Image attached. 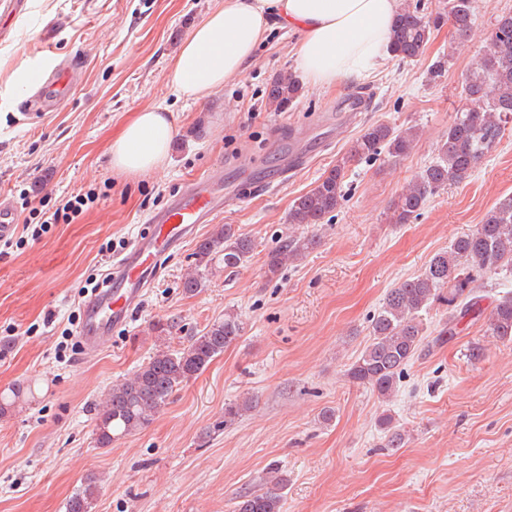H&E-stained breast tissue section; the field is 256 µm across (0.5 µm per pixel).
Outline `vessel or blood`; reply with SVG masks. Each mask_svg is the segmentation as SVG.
Here are the masks:
<instances>
[{
    "label": "vessel or blood",
    "instance_id": "vessel-or-blood-1",
    "mask_svg": "<svg viewBox=\"0 0 512 512\" xmlns=\"http://www.w3.org/2000/svg\"><path fill=\"white\" fill-rule=\"evenodd\" d=\"M79 73L70 62L52 69H34V91L25 99L29 117L67 99ZM224 209V173L213 170L190 180L162 209L149 215L129 247L113 259L106 272V286L89 297L84 306L79 335L86 352H98L125 324L144 291L157 277L164 259L180 250L200 225L210 223Z\"/></svg>",
    "mask_w": 512,
    "mask_h": 512
}]
</instances>
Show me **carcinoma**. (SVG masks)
Wrapping results in <instances>:
<instances>
[{
	"label": "carcinoma",
	"instance_id": "cac0c4a2",
	"mask_svg": "<svg viewBox=\"0 0 512 512\" xmlns=\"http://www.w3.org/2000/svg\"><path fill=\"white\" fill-rule=\"evenodd\" d=\"M450 21L462 39L474 26L472 0H448V11L427 12L421 0L407 2L396 15L390 36L394 56L418 57L434 29ZM302 86L290 73H280L266 90L268 104L281 109L295 101ZM469 107L457 113L446 139L438 147L437 160L426 167L394 204L390 220L406 224L419 214L429 196L450 183L470 177L479 162L500 142L512 120V14L502 16L489 37L487 50L464 84ZM417 133L408 127L397 130L385 124L370 126L356 140L349 155L325 173L306 193L296 197L288 212V223L297 226L322 224L344 197L348 163L378 155L394 157L409 153ZM315 244L314 238L293 235L268 253L267 272L277 274L286 264L302 257ZM254 241L238 233L234 225L221 224L198 244L199 262L224 257V269L244 266L253 256ZM512 270V196L499 201L486 214L483 224L463 235L449 249L436 253L425 271L390 289L370 321L371 342L348 369L349 378L371 387L390 400L400 375L414 359L423 341L418 312L430 302L448 303V327L456 334L465 319L475 322L484 311L479 296L481 279ZM487 331L503 341H512V297L504 296L493 307ZM243 332V322L232 313L214 321L202 334L192 336L182 349H159L132 377L112 385L96 414L97 443L102 447L147 425L168 404L171 396L200 374ZM253 407L243 398L224 408V424L230 425ZM379 426L388 433L387 445L399 448L404 434L393 425L392 416L380 417ZM267 489L239 496L234 512H282L281 491L288 478L274 469L268 473ZM98 479L87 475L66 503V512H90L97 495Z\"/></svg>",
	"mask_w": 512,
	"mask_h": 512
}]
</instances>
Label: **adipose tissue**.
I'll return each instance as SVG.
<instances>
[{"label": "adipose tissue", "mask_w": 512, "mask_h": 512, "mask_svg": "<svg viewBox=\"0 0 512 512\" xmlns=\"http://www.w3.org/2000/svg\"><path fill=\"white\" fill-rule=\"evenodd\" d=\"M399 0H224L182 44L167 80L178 95L208 98L250 64L271 23L301 31L296 60L306 82L330 89L389 55ZM173 126L164 109L135 112L109 148L115 172L136 176L166 161Z\"/></svg>", "instance_id": "1"}]
</instances>
